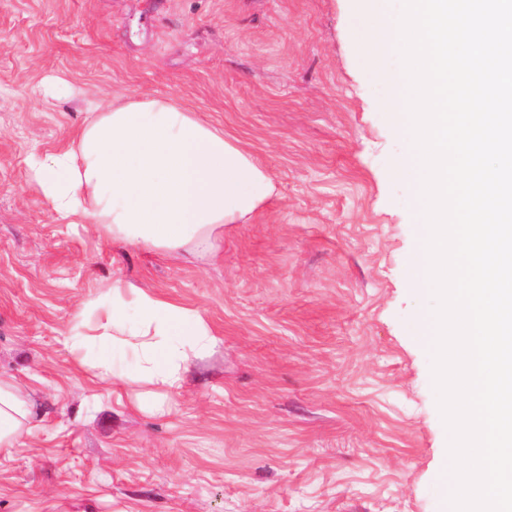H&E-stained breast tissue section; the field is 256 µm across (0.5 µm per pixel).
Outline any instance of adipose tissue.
Wrapping results in <instances>:
<instances>
[{
	"label": "adipose tissue",
	"mask_w": 512,
	"mask_h": 512,
	"mask_svg": "<svg viewBox=\"0 0 512 512\" xmlns=\"http://www.w3.org/2000/svg\"><path fill=\"white\" fill-rule=\"evenodd\" d=\"M26 164L55 221L78 218L103 240L164 256L212 250L225 225L247 223L276 193L240 140L167 96L113 100L81 129L76 151H34ZM92 332L135 349L134 382L161 394L180 388L190 359L216 344L199 314L120 280L105 319L75 324L64 342L78 350ZM35 418L15 380L0 376V451L18 447Z\"/></svg>",
	"instance_id": "1"
}]
</instances>
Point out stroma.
Masks as SVG:
<instances>
[{"label": "stroma", "mask_w": 512, "mask_h": 512, "mask_svg": "<svg viewBox=\"0 0 512 512\" xmlns=\"http://www.w3.org/2000/svg\"><path fill=\"white\" fill-rule=\"evenodd\" d=\"M355 0H0V375L37 422L0 453V512H450L448 432L418 338L408 149ZM169 96L239 139L277 193L195 262L53 220L31 149L102 100ZM217 342L165 397L62 342L114 280Z\"/></svg>", "instance_id": "35a3bbf8"}]
</instances>
